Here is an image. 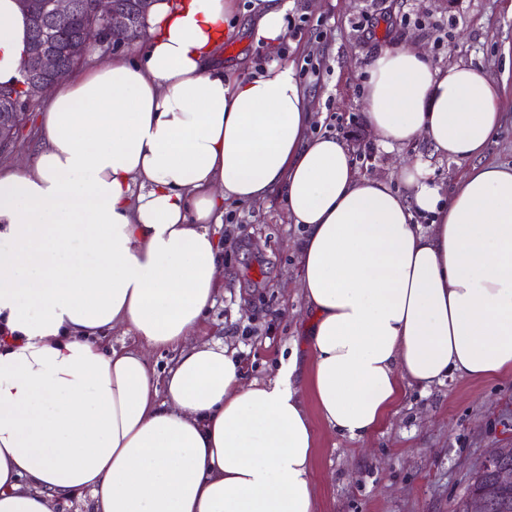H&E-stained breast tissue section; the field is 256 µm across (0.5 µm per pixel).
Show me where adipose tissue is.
<instances>
[{"mask_svg":"<svg viewBox=\"0 0 512 512\" xmlns=\"http://www.w3.org/2000/svg\"><path fill=\"white\" fill-rule=\"evenodd\" d=\"M291 2L253 0L255 41L286 39ZM235 9L153 0L143 54L56 85L30 163L0 171V512L81 494L90 512H317L312 416L364 441L405 386L512 375V166L474 163L503 121L500 81L403 45L372 60L378 143L424 140L464 167L447 192L405 163L399 192L341 138L308 137L293 64L225 73ZM28 35L0 0V87ZM276 194L304 227L308 373L293 352L249 380L196 334L224 285L225 202ZM114 330L136 346L104 344Z\"/></svg>","mask_w":512,"mask_h":512,"instance_id":"adipose-tissue-1","label":"adipose tissue"}]
</instances>
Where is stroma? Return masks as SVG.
I'll list each match as a JSON object with an SVG mask.
<instances>
[{
    "mask_svg": "<svg viewBox=\"0 0 512 512\" xmlns=\"http://www.w3.org/2000/svg\"><path fill=\"white\" fill-rule=\"evenodd\" d=\"M506 0H294L288 37L269 54L250 30L249 0L225 35L218 59L225 72L255 74L272 58L293 63L312 102L310 132H348L362 173L394 178L401 155L386 152L363 113L366 69L381 50L407 43L433 62L487 68L502 78L503 124L482 162L512 165V14ZM43 101L14 147L0 153V169L28 162L39 141ZM218 228L224 248V291L201 336L224 342L244 363L247 378L272 376L293 343L303 342L309 320L293 286L300 227L287 222L280 197L260 204L228 202ZM313 478L318 512H451L494 448H512V377L488 383L456 379L421 389L406 387L396 414L369 444L340 438L314 419Z\"/></svg>",
    "mask_w": 512,
    "mask_h": 512,
    "instance_id": "stroma-1",
    "label": "stroma"
}]
</instances>
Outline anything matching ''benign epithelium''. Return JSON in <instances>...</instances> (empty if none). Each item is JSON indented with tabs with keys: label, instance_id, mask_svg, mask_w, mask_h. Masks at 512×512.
<instances>
[{
	"label": "benign epithelium",
	"instance_id": "1",
	"mask_svg": "<svg viewBox=\"0 0 512 512\" xmlns=\"http://www.w3.org/2000/svg\"><path fill=\"white\" fill-rule=\"evenodd\" d=\"M151 0H134L128 9L116 4V0H91L92 14L99 22V45L114 48L128 40V35L140 29V21L148 14ZM75 15L74 0H52L51 30L60 33L72 25ZM69 57L82 61L85 57L81 41H58L48 39L37 32L29 44L22 68V78L28 89V98L38 99L47 94L60 81L58 70L60 59ZM27 113L17 106L0 109V152L9 147L15 133L25 124ZM504 449L496 448L481 464V469L493 472L496 485L512 488V466L502 462Z\"/></svg>",
	"mask_w": 512,
	"mask_h": 512
}]
</instances>
